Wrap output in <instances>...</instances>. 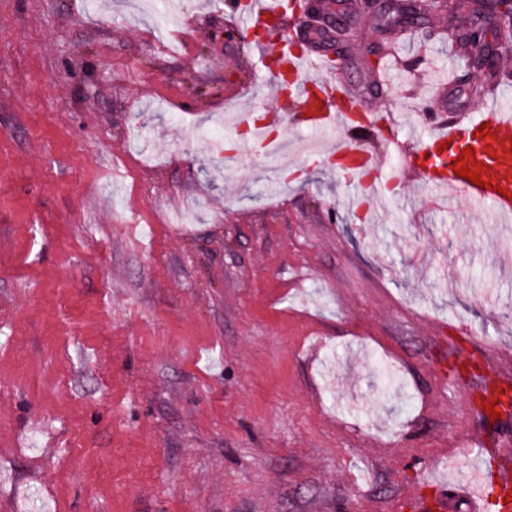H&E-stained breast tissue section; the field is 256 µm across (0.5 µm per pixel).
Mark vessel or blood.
<instances>
[{"label":"vessel or blood","mask_w":512,"mask_h":512,"mask_svg":"<svg viewBox=\"0 0 512 512\" xmlns=\"http://www.w3.org/2000/svg\"><path fill=\"white\" fill-rule=\"evenodd\" d=\"M287 2L253 0L249 12H232L231 23L238 29L263 33L286 14ZM256 44L261 66L296 77L297 83L287 99L298 104L299 109L289 114L269 111L253 118L254 145L266 147L268 129L290 120L297 128L333 139V154L347 160L360 188L375 190L373 154L355 149L350 137L335 135L337 128H350L355 107L352 95L329 74L323 55L314 48H297L264 35ZM468 146L473 148L475 160L486 168L483 186L459 177L452 168ZM430 151L441 152L443 164H432L426 157ZM406 170L433 186L460 192L471 202L491 205L496 214L511 216L512 199L504 198L503 193L512 192V113L490 105L480 118H453L441 131L432 133L408 152ZM482 369L487 373L488 399L495 401L501 420L512 419V358H486ZM474 439L483 454L471 464L469 476L461 486L463 498L471 512H512V506L504 502L505 497H512V446L487 441L480 433Z\"/></svg>","instance_id":"obj_1"}]
</instances>
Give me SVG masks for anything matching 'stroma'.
Returning <instances> with one entry per match:
<instances>
[{
	"label": "stroma",
	"instance_id": "1",
	"mask_svg": "<svg viewBox=\"0 0 512 512\" xmlns=\"http://www.w3.org/2000/svg\"><path fill=\"white\" fill-rule=\"evenodd\" d=\"M224 2L0 0V512H414L512 435L468 370L512 351V218L405 171L491 76L345 37L388 119L361 217L313 134L288 181L240 140L281 99Z\"/></svg>",
	"mask_w": 512,
	"mask_h": 512
}]
</instances>
